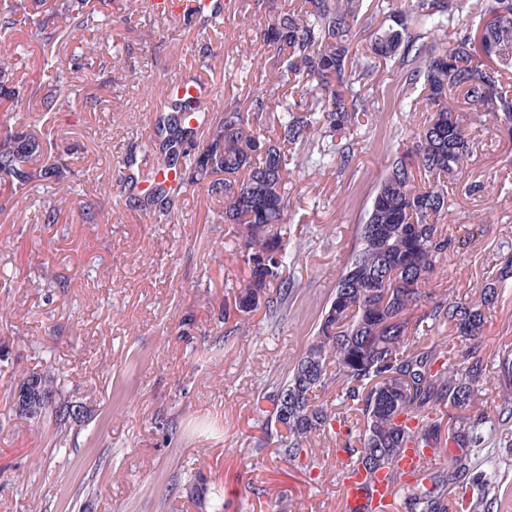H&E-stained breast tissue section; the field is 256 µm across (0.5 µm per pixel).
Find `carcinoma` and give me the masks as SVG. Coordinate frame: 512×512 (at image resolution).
Returning a JSON list of instances; mask_svg holds the SVG:
<instances>
[{
  "label": "carcinoma",
  "mask_w": 512,
  "mask_h": 512,
  "mask_svg": "<svg viewBox=\"0 0 512 512\" xmlns=\"http://www.w3.org/2000/svg\"><path fill=\"white\" fill-rule=\"evenodd\" d=\"M92 0H0V35L28 28L39 37L43 75L56 93L49 107L61 111L74 94L58 66L67 33L50 25L63 10L76 30L97 32L107 14ZM364 0H302L288 11L266 18L263 40L275 52L273 66L312 85L319 96L310 105L287 104L278 116L280 136L264 133L260 121L267 111L260 96L250 112L224 109L209 118L206 144L189 146L199 119L190 96L168 97L156 112L153 181L130 197L129 206L169 215L183 188L206 177L211 190L224 197L222 221L234 225L246 252L248 272L231 302L224 305V322L233 330L247 328V316L265 306L272 317L288 302L291 277L288 251L279 225L288 207L286 185L289 156L285 146L318 145L326 165L345 161L346 148L335 142L359 123L367 111L364 79L390 63L404 75L405 96L424 102L429 116L423 129L380 182L364 224L359 245L336 281L335 296L326 307L314 341L276 394L275 421L286 435L281 454L289 459L308 452L303 441L334 433L344 438L350 458L369 470L393 464L409 441L420 448L441 447V429L426 421L429 409L448 405L469 409L467 422L448 428L452 445L446 480L470 470L469 448L478 443L489 401L484 387L486 364L479 344L483 307L491 304L512 281V257L502 261L495 281L481 288L479 300L463 302L431 287L437 259L454 239L438 219L448 215L446 181L467 167L474 139L470 117L452 94L492 116L512 133V94L503 82L512 75V0H412L408 10L395 0H375L371 18H381L365 40L355 42ZM223 10L190 0L184 13L205 29ZM465 14L479 18L476 26L456 27ZM454 29L452 45L441 54L429 52L424 35ZM24 90L6 64L0 65V109L11 108ZM51 131L43 140L11 126L0 125V210L26 194L39 177L60 170L53 153ZM121 183L132 188L139 180V163L127 158ZM448 324L470 342L463 372L441 360L438 346L412 349L405 339L426 324ZM496 408L512 416V355L499 361ZM30 379L19 396L32 417L42 414L44 396ZM344 412L336 414L316 403V393L331 385ZM420 512H447L444 497L421 489L413 493Z\"/></svg>",
  "instance_id": "carcinoma-1"
}]
</instances>
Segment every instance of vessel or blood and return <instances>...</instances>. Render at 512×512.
<instances>
[{"label": "vessel or blood", "instance_id": "1", "mask_svg": "<svg viewBox=\"0 0 512 512\" xmlns=\"http://www.w3.org/2000/svg\"><path fill=\"white\" fill-rule=\"evenodd\" d=\"M432 456L423 448H406L394 468L368 473L358 462L341 470L343 512H394L398 487L417 490L427 475Z\"/></svg>", "mask_w": 512, "mask_h": 512}]
</instances>
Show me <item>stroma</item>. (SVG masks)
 Returning a JSON list of instances; mask_svg holds the SVG:
<instances>
[{
  "label": "stroma",
  "instance_id": "1",
  "mask_svg": "<svg viewBox=\"0 0 512 512\" xmlns=\"http://www.w3.org/2000/svg\"><path fill=\"white\" fill-rule=\"evenodd\" d=\"M223 3L218 23L203 29L176 14L157 19L146 0H109L108 24L73 31L61 53L78 93L55 114L36 36L0 40V57L26 88L0 120L34 134L52 127L70 169L31 182L0 211V512H341V439L316 436L311 457L284 458L273 398L313 340L378 184L426 114L410 108L399 70L387 66L369 78V110L346 134L347 165L308 163L311 146L300 149L282 226L292 293L278 318L260 309L246 331L227 333L224 296L247 266L220 220L223 197L188 186L161 220L131 209L118 183L132 153L150 179L149 125L173 79L204 84L201 106L213 116L267 95L268 132L279 97L302 96L281 91L262 40L266 15L288 0H267L260 13L245 0ZM205 44L215 52L206 68ZM448 199V232L467 244L440 260L432 286L475 299L512 253L511 132L482 118L473 160L449 182ZM50 211L58 218L48 224ZM485 316L493 382L512 348V287ZM32 376L49 391L35 418L16 404ZM486 413L467 489L479 512H512V445L502 442L512 417Z\"/></svg>",
  "mask_w": 512,
  "mask_h": 512
}]
</instances>
